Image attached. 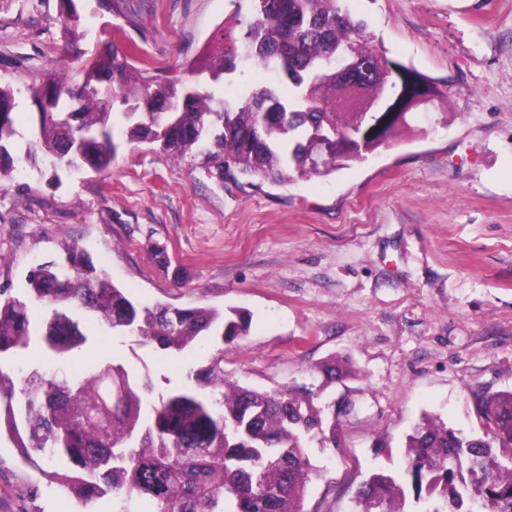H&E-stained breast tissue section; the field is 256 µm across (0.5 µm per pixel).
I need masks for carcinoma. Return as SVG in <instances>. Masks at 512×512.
Segmentation results:
<instances>
[{
    "instance_id": "1",
    "label": "carcinoma",
    "mask_w": 512,
    "mask_h": 512,
    "mask_svg": "<svg viewBox=\"0 0 512 512\" xmlns=\"http://www.w3.org/2000/svg\"><path fill=\"white\" fill-rule=\"evenodd\" d=\"M72 2L60 0L65 49L81 36ZM277 2L269 12L258 0H230L223 47L186 62L191 86L136 67L112 45L103 80L93 79V61L83 64L80 84L47 71L31 96H45L49 107L36 113L24 153H48L56 169L108 168L117 146L115 113L106 106L118 101L129 142L181 162L206 141L208 158L234 182L259 177L283 186L393 146L409 115L443 103L436 82L391 58L347 0ZM355 45L372 57L370 73L336 78ZM253 63L275 71L276 83L243 88L233 103L216 97L211 85L232 82ZM266 98L279 111L260 112ZM14 108L13 92L0 86V180L14 171ZM329 128L338 130L336 142L319 144L314 136ZM33 301L47 313L38 328L28 317ZM78 311L115 335L176 354L208 341L209 362L195 374L208 393L156 394L148 376L113 362L76 380L39 384L6 370L35 339L65 360L87 340ZM249 325L243 313L226 320L211 307L137 306L78 244H68L61 259L30 271L25 296L0 289V418L23 461L74 494L79 512L108 494L142 500L150 512H305L315 473L307 444L320 435L340 447L336 422L325 424L313 397L292 388L258 391L224 379V345L247 335ZM316 371L327 384L349 374L336 357ZM478 414L482 437L426 414L407 438L405 474L416 499L430 502L423 512H512V391L478 395ZM405 498L384 473L371 474L355 494L360 512H404Z\"/></svg>"
}]
</instances>
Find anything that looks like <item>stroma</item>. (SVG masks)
Returning a JSON list of instances; mask_svg holds the SVG:
<instances>
[{"mask_svg": "<svg viewBox=\"0 0 512 512\" xmlns=\"http://www.w3.org/2000/svg\"><path fill=\"white\" fill-rule=\"evenodd\" d=\"M391 57L433 78L448 117L427 134L326 177L287 187L262 179L218 184L201 160L174 163L126 142L116 124L111 166L22 164L0 188V286L24 295L29 270L77 243L136 304L239 308L246 336L224 349V375L269 391L321 390L341 420V450L312 442L306 512H354L373 471L404 470L407 434L425 414L482 433L475 397L512 390V0H347ZM85 37L61 54L59 0H0V85L14 92L28 135L29 85L64 62L68 77L104 40L136 50L140 68L182 67L217 46L228 0H74ZM166 253L157 264L154 250ZM87 342L63 362L38 346L12 365L66 378L118 361L149 371L156 391L188 384L209 347L170 356L136 336ZM348 358L353 374L322 387L314 369ZM385 451H377L378 442ZM38 494H31V487ZM75 512L0 433V512Z\"/></svg>", "mask_w": 512, "mask_h": 512, "instance_id": "1", "label": "stroma"}]
</instances>
